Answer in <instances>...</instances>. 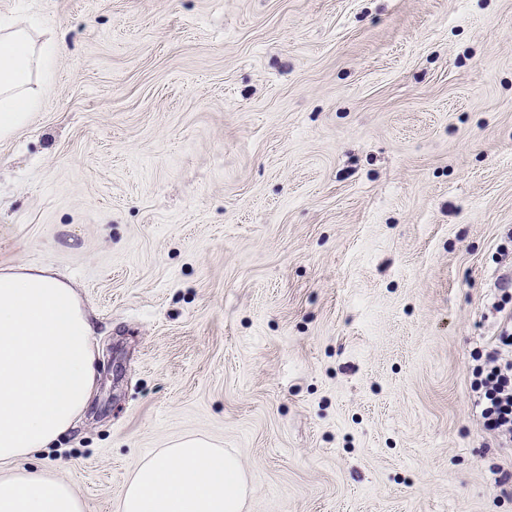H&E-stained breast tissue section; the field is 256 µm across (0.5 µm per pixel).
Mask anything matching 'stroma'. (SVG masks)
<instances>
[{
  "mask_svg": "<svg viewBox=\"0 0 512 512\" xmlns=\"http://www.w3.org/2000/svg\"><path fill=\"white\" fill-rule=\"evenodd\" d=\"M60 45L0 140V264L76 284L97 375L14 463L119 512L185 435L245 512H512L472 405L512 231V0H0Z\"/></svg>",
  "mask_w": 512,
  "mask_h": 512,
  "instance_id": "1",
  "label": "stroma"
}]
</instances>
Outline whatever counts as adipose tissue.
<instances>
[{"mask_svg": "<svg viewBox=\"0 0 512 512\" xmlns=\"http://www.w3.org/2000/svg\"><path fill=\"white\" fill-rule=\"evenodd\" d=\"M57 48L0 22V139L28 125L31 84ZM93 329L70 279L47 267H0V465L52 446L85 412L95 384ZM250 492L238 456L201 436L158 449L128 481L121 512H242ZM0 512H84L67 482L32 468L0 475Z\"/></svg>", "mask_w": 512, "mask_h": 512, "instance_id": "obj_1", "label": "adipose tissue"}]
</instances>
